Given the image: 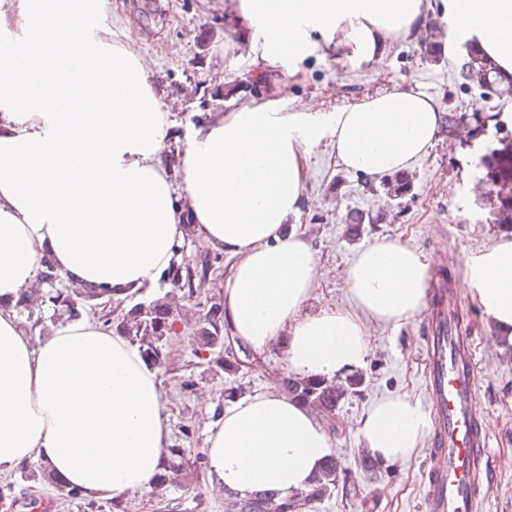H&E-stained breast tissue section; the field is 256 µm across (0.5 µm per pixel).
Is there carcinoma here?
<instances>
[{
	"instance_id": "cac0c4a2",
	"label": "carcinoma",
	"mask_w": 512,
	"mask_h": 512,
	"mask_svg": "<svg viewBox=\"0 0 512 512\" xmlns=\"http://www.w3.org/2000/svg\"><path fill=\"white\" fill-rule=\"evenodd\" d=\"M459 77L465 82H476L488 90L501 81L492 63L473 48L467 53ZM498 143V147L481 156L480 166L484 170L486 184L491 186L497 220L501 224H512V135L501 137ZM376 222L377 218L357 210L349 211L345 218L350 231L356 235L362 231V225ZM205 273L204 265L198 268L179 264L168 275V281L187 290L188 296L195 298ZM106 293L108 289L95 286L56 288L47 298L40 299V302L46 301L53 309L68 317L78 318L83 310L98 308L97 300ZM179 322L192 333L194 355L204 357V362L200 364L202 370L199 379H204L206 375L222 379L240 371L241 359L225 346L223 313L216 302L210 303L206 311L193 320L176 315L163 297L135 302L117 319L116 331L137 345L146 361L160 368L163 365L162 347L176 334V324ZM361 384L362 378L359 376H351L340 382L292 376L284 381L288 396L306 406L316 407L327 416L335 412L347 396L358 392ZM185 452L184 448L169 449L170 459L166 468L157 475V486L162 487L175 478L183 465ZM338 490L345 497L357 495L355 484L347 481L346 469L338 457L332 454L324 461L319 475L308 490L286 497L275 492L254 493L234 500L232 507L234 512H300L302 506L320 502Z\"/></svg>"
}]
</instances>
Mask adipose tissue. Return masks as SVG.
<instances>
[{"instance_id": "ef3b65f1", "label": "adipose tissue", "mask_w": 512, "mask_h": 512, "mask_svg": "<svg viewBox=\"0 0 512 512\" xmlns=\"http://www.w3.org/2000/svg\"><path fill=\"white\" fill-rule=\"evenodd\" d=\"M102 0H0V33L37 32L25 56L0 51V474L33 460L64 486L112 499L151 491L168 461V394L138 347L93 314L31 341L17 303L52 264L110 301L159 285L186 236L233 258L224 328L262 360L283 347L286 372L334 378L368 357L370 325L398 326L425 307L429 260L397 240L360 250L350 308L308 310L318 256L294 221L307 157L330 139L339 168L365 180L409 168L438 135V100L397 84L333 112L288 95L310 60L370 67L430 20L448 46L473 43L512 76V0H226L264 96L192 126L182 181L164 165L172 124L152 72L111 29L88 31ZM461 288L512 333V239L469 254ZM428 422L408 394L362 417L365 448L402 464ZM332 433L288 396L266 391L225 407L205 440L212 493L307 489L333 454Z\"/></svg>"}]
</instances>
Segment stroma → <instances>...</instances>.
Returning a JSON list of instances; mask_svg holds the SVG:
<instances>
[{"instance_id": "1", "label": "stroma", "mask_w": 512, "mask_h": 512, "mask_svg": "<svg viewBox=\"0 0 512 512\" xmlns=\"http://www.w3.org/2000/svg\"><path fill=\"white\" fill-rule=\"evenodd\" d=\"M101 14L105 26L116 34H130L135 49L146 59L163 90L165 107L176 120V138H184L191 125L265 92L251 78L247 45L226 46L234 20L214 0H105ZM440 31L434 23L421 44L395 43L387 57L371 68H349L340 75L336 60L318 62L291 94L329 112L385 91L396 81L437 98L447 112L512 110V101L499 93L461 83L458 71L467 49L449 50ZM496 145L495 132L478 137L468 121L458 122L452 131L440 132L434 145L408 169L411 187L400 198L388 196L382 181L367 182L338 168L329 141L315 146L306 184L313 202L300 216L319 258L311 306L328 302L349 307L346 269L360 249L382 239H397L422 252L437 263L432 281L444 276L450 287H457L466 256L494 244L512 229L495 222L493 197L481 180L479 159ZM353 208L379 216V223L364 225L359 236L350 235L344 218ZM183 249L195 265L216 259L217 272L202 282L200 298L221 301L217 276L228 273L231 258L192 237ZM458 304L474 342L477 396L487 412L490 442L491 474L480 486L478 512H512V335L498 331L469 296L459 295ZM424 320L420 314L395 327L371 326L369 356L357 370L363 380L361 390L325 420L335 438V454L361 495L345 499L337 493L310 512H423L430 439H423L408 462L381 465L371 479L361 466L358 420L372 403L394 394L407 391L426 401ZM197 362L189 331L178 329L165 349L160 377L173 390L168 403L171 444L185 448L190 459L202 453L208 431L217 421V408L229 405L227 390L244 397L266 389L279 391L286 377L282 350L272 346L261 367L246 366L234 376L205 382L212 400L204 406L197 394L174 388L178 380L197 374ZM185 425L193 432L188 440L181 433ZM208 482V468L189 470L180 485L127 497L128 512H228L232 496H210ZM6 483L13 484L14 490L0 501V512H31L34 500L43 505V512H112L110 501L98 498L87 506L78 499L65 500L51 485L26 481L20 469L1 474L0 485Z\"/></svg>"}]
</instances>
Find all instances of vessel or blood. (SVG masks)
I'll return each instance as SVG.
<instances>
[{
	"mask_svg": "<svg viewBox=\"0 0 512 512\" xmlns=\"http://www.w3.org/2000/svg\"><path fill=\"white\" fill-rule=\"evenodd\" d=\"M427 324L432 331L425 363L432 448L424 506L426 512H475L489 436L478 406L470 341L444 302L432 304Z\"/></svg>",
	"mask_w": 512,
	"mask_h": 512,
	"instance_id": "1",
	"label": "vessel or blood"
}]
</instances>
